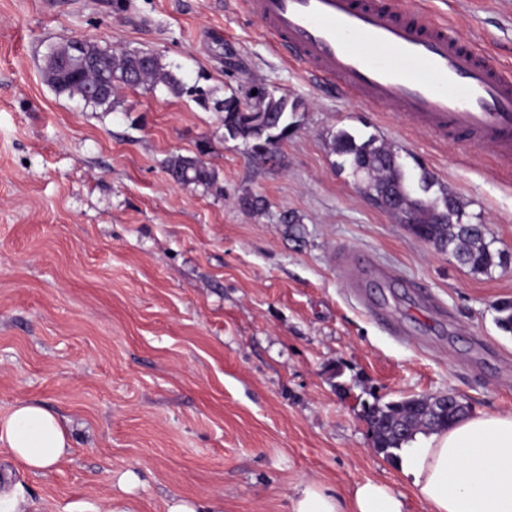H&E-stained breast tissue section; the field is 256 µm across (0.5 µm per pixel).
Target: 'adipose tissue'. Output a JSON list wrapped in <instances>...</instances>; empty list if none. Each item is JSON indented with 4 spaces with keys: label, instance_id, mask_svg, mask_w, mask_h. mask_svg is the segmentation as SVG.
Listing matches in <instances>:
<instances>
[{
    "label": "adipose tissue",
    "instance_id": "obj_1",
    "mask_svg": "<svg viewBox=\"0 0 512 512\" xmlns=\"http://www.w3.org/2000/svg\"><path fill=\"white\" fill-rule=\"evenodd\" d=\"M0 446L23 469L47 471L65 458L68 431L40 404L21 402L0 416ZM400 468L427 512H512V414H472L421 435ZM291 512H404V504L376 482L359 485L346 503L305 481Z\"/></svg>",
    "mask_w": 512,
    "mask_h": 512
}]
</instances>
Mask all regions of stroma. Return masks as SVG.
<instances>
[{"instance_id":"stroma-1","label":"stroma","mask_w":512,"mask_h":512,"mask_svg":"<svg viewBox=\"0 0 512 512\" xmlns=\"http://www.w3.org/2000/svg\"><path fill=\"white\" fill-rule=\"evenodd\" d=\"M425 3L512 76V0ZM70 37L304 110L272 164L189 95L126 89L106 111L57 93L44 58ZM342 129L398 148L411 177L431 171L512 252V173L490 148L337 95L242 0H0V416L34 402L71 434L42 473L0 447V485L28 512H168L175 498L290 512L306 480L346 499L377 482L426 512L373 450L364 405L451 392L512 413V335L495 323L512 267L472 273L372 205L330 151ZM176 154L201 156L216 187L174 183ZM245 194L267 209H242ZM341 249L396 280L350 287ZM127 471L141 479L129 494Z\"/></svg>"}]
</instances>
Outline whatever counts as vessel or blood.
<instances>
[{
	"instance_id": "1",
	"label": "vessel or blood",
	"mask_w": 512,
	"mask_h": 512,
	"mask_svg": "<svg viewBox=\"0 0 512 512\" xmlns=\"http://www.w3.org/2000/svg\"><path fill=\"white\" fill-rule=\"evenodd\" d=\"M314 79L441 138L465 137L512 168V77L447 25L392 0H244Z\"/></svg>"
}]
</instances>
